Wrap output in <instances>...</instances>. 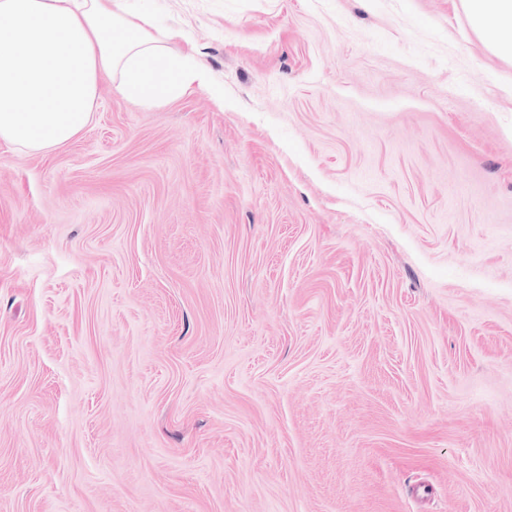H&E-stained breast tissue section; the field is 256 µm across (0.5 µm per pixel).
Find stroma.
Wrapping results in <instances>:
<instances>
[{
  "label": "stroma",
  "instance_id": "stroma-1",
  "mask_svg": "<svg viewBox=\"0 0 512 512\" xmlns=\"http://www.w3.org/2000/svg\"><path fill=\"white\" fill-rule=\"evenodd\" d=\"M216 98L0 141V512H512V58L460 0H127Z\"/></svg>",
  "mask_w": 512,
  "mask_h": 512
}]
</instances>
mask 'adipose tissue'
<instances>
[{"instance_id": "adipose-tissue-1", "label": "adipose tissue", "mask_w": 512, "mask_h": 512, "mask_svg": "<svg viewBox=\"0 0 512 512\" xmlns=\"http://www.w3.org/2000/svg\"><path fill=\"white\" fill-rule=\"evenodd\" d=\"M491 49L512 56V0H461ZM150 14L125 0H0V141L35 151L88 124L99 78L152 105L210 88L206 65L167 53Z\"/></svg>"}]
</instances>
